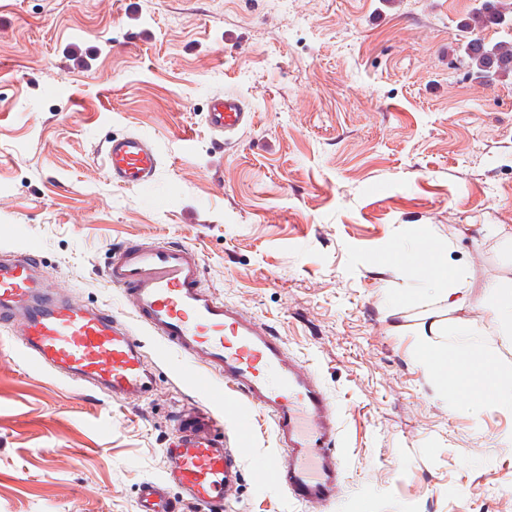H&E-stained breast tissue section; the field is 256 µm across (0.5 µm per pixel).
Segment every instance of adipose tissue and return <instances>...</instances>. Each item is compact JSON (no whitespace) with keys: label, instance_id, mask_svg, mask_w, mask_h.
<instances>
[{"label":"adipose tissue","instance_id":"adipose-tissue-1","mask_svg":"<svg viewBox=\"0 0 512 512\" xmlns=\"http://www.w3.org/2000/svg\"><path fill=\"white\" fill-rule=\"evenodd\" d=\"M430 254L433 264L431 283L436 294L446 301L449 307L464 305L471 298L467 289V271L462 267H449L447 256L439 245H432ZM448 358L457 362L459 371L443 372L434 364L435 353L427 347L415 353L416 362L426 373L442 384H449L452 378L463 381L465 392L473 395L476 402L492 400L497 404L512 407V372L497 368L483 339L476 332L460 330L449 337Z\"/></svg>","mask_w":512,"mask_h":512}]
</instances>
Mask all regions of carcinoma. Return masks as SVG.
<instances>
[{
  "mask_svg": "<svg viewBox=\"0 0 512 512\" xmlns=\"http://www.w3.org/2000/svg\"><path fill=\"white\" fill-rule=\"evenodd\" d=\"M512 22V0H482L463 27L460 42L462 63L476 78L492 82L512 73V32L494 43L485 41L484 31L507 29Z\"/></svg>",
  "mask_w": 512,
  "mask_h": 512,
  "instance_id": "obj_1",
  "label": "carcinoma"
}]
</instances>
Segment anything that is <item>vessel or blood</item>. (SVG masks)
<instances>
[{
  "label": "vessel or blood",
  "instance_id": "b4317fda",
  "mask_svg": "<svg viewBox=\"0 0 512 512\" xmlns=\"http://www.w3.org/2000/svg\"><path fill=\"white\" fill-rule=\"evenodd\" d=\"M251 120L242 98L213 96L206 121L228 135ZM107 171L118 186L140 189L153 180L160 160L139 133L104 138ZM33 250L0 259V328L17 336L23 359L115 400H137L152 391L154 374L143 363L134 327L152 336L162 350L188 356L186 376L209 401L200 414L186 416L165 448L163 479L139 487L137 512H224L239 481L233 454L224 446V417H231L242 444L250 423L228 403L225 389L273 421L278 464L256 461L257 477L274 484L311 512H326L347 481L336 451L335 405L315 371L288 355L283 339L266 324L224 303L202 285L198 253L188 245L126 243L105 267L107 282L131 307L135 326L118 322L111 310L74 302L66 292L48 294L38 276ZM224 378L215 384L213 375ZM178 495H171V488Z\"/></svg>",
  "mask_w": 512,
  "mask_h": 512
}]
</instances>
